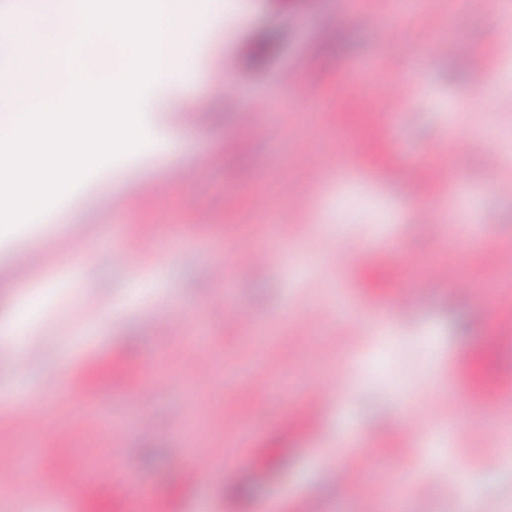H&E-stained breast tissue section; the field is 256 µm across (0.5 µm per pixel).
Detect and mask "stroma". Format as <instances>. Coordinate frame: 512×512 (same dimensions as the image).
Masks as SVG:
<instances>
[{"instance_id":"stroma-1","label":"stroma","mask_w":512,"mask_h":512,"mask_svg":"<svg viewBox=\"0 0 512 512\" xmlns=\"http://www.w3.org/2000/svg\"><path fill=\"white\" fill-rule=\"evenodd\" d=\"M184 6L189 26L217 14L228 30L175 96L142 114L144 127L170 125L172 145L95 168L0 244V311L24 294L11 275L21 254H43L31 275L54 281L27 370L15 373L0 349V461L42 462L0 512H303L310 500L324 512H444L459 490L452 459L470 467L482 505L512 512V403L474 393L468 369L483 353L494 380L512 374V338L499 330L512 319V262L482 257L487 242L512 254V47L495 38L498 13L488 0H433L388 29L387 0ZM263 32L276 47L246 68ZM448 41L453 52L433 57ZM478 55L494 78L476 95L468 62ZM356 66L364 88L352 100L343 85ZM419 69L416 98L394 104ZM376 112L389 115L384 129ZM436 162L464 199L429 183L424 168ZM287 191L303 205L283 223ZM422 205L437 221L415 219ZM199 211L210 223H196ZM126 234L141 246L115 261ZM350 240L363 252L337 267ZM241 250L267 259L214 292V264ZM440 263L458 267L467 294L429 285ZM401 288L411 293L404 318L390 311ZM337 294L354 315L338 312ZM218 305L223 319H209ZM90 319L99 330L61 350ZM256 371L265 392L247 388ZM341 378L349 391L310 420L308 397ZM409 408L432 421L424 438L402 434ZM229 416L242 427L226 428ZM115 439L129 481L79 478L89 463L111 469ZM344 455L359 461L346 484Z\"/></svg>"}]
</instances>
